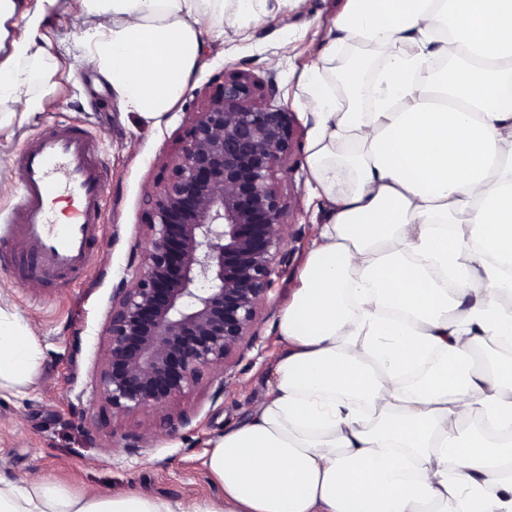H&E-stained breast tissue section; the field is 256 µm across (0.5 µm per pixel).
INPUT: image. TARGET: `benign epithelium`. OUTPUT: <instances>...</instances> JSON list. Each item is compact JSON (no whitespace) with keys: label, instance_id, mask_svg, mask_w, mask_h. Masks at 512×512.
<instances>
[{"label":"benign epithelium","instance_id":"1","mask_svg":"<svg viewBox=\"0 0 512 512\" xmlns=\"http://www.w3.org/2000/svg\"><path fill=\"white\" fill-rule=\"evenodd\" d=\"M293 135L291 113L257 102L249 74L226 73L147 192L144 270L113 289L98 379L112 412L152 414L132 447L172 425L166 406L253 336L286 257L287 205L271 176Z\"/></svg>","mask_w":512,"mask_h":512}]
</instances>
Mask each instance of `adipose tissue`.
<instances>
[{
    "label": "adipose tissue",
    "instance_id": "obj_1",
    "mask_svg": "<svg viewBox=\"0 0 512 512\" xmlns=\"http://www.w3.org/2000/svg\"><path fill=\"white\" fill-rule=\"evenodd\" d=\"M81 0V67L125 113L159 121L187 91L202 40L233 42L227 2ZM336 41L348 105L325 63L309 70L306 149L327 209L281 309L265 396L210 443L217 495L75 494L41 474L0 477V512H512V0H347ZM37 0L0 55V130L54 93ZM386 60L370 89L357 74ZM40 358L0 300V390Z\"/></svg>",
    "mask_w": 512,
    "mask_h": 512
}]
</instances>
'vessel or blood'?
Wrapping results in <instances>:
<instances>
[{"instance_id": "obj_1", "label": "vessel or blood", "mask_w": 512, "mask_h": 512, "mask_svg": "<svg viewBox=\"0 0 512 512\" xmlns=\"http://www.w3.org/2000/svg\"><path fill=\"white\" fill-rule=\"evenodd\" d=\"M100 138L75 124H58L28 139L16 158L20 199L0 215V243L20 244L27 274L56 280L88 268L101 244ZM63 196L57 221L50 199Z\"/></svg>"}]
</instances>
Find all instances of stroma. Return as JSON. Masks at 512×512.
Masks as SVG:
<instances>
[{
    "label": "stroma",
    "mask_w": 512,
    "mask_h": 512,
    "mask_svg": "<svg viewBox=\"0 0 512 512\" xmlns=\"http://www.w3.org/2000/svg\"><path fill=\"white\" fill-rule=\"evenodd\" d=\"M344 4L266 0L262 20H242V33L234 43L204 41L188 90L154 126L122 113L110 86L77 66L75 42L83 21L77 0H62L46 16L45 32L51 38L47 52L60 65V86L42 111L0 134V169L14 172V155L23 142L54 123H78L100 135L103 245L82 280L49 287L20 279L10 257L0 255V299L35 330L41 351L24 394H0V475L47 473L75 493L139 492L173 499L215 494L204 454L210 440L225 425L244 420L266 390L283 348L280 310L296 284L316 226L326 218L311 199L306 172L315 117L294 106L292 99L303 93V70L323 52L320 34ZM231 69L257 80L259 101L290 108L293 115V149L273 174L287 203V257L240 359L185 389L167 407L176 427L132 450L131 436L149 428L151 416L102 409L96 389L112 291L120 279H133L142 269L146 192L162 181L178 154L190 112L218 92Z\"/></svg>",
    "instance_id": "35a3bbf8"
}]
</instances>
